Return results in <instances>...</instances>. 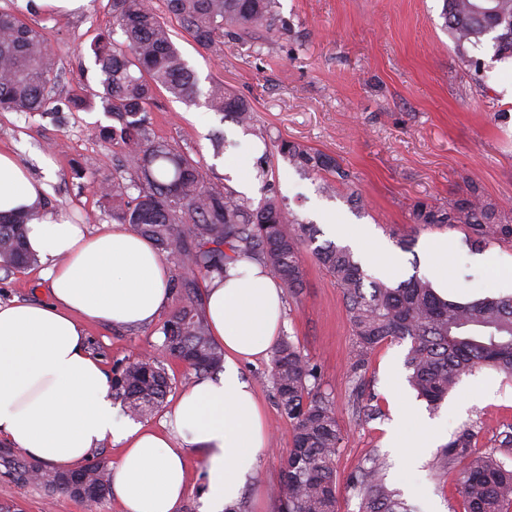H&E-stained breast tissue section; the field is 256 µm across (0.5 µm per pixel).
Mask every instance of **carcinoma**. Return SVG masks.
Returning <instances> with one entry per match:
<instances>
[{"label": "carcinoma", "instance_id": "carcinoma-1", "mask_svg": "<svg viewBox=\"0 0 512 512\" xmlns=\"http://www.w3.org/2000/svg\"><path fill=\"white\" fill-rule=\"evenodd\" d=\"M166 11L201 46L223 50L224 38L256 30L286 31L278 19L277 0H164ZM444 29L461 58L479 75L480 61L469 55L492 37L494 56L512 59V0H443ZM110 35L93 47L99 66V108L112 118L104 139L124 149L126 177L117 172L93 182L100 202L115 224H127L173 258L181 274L174 287L181 301L162 327L168 355L198 375L222 368L223 349L211 338L198 278L224 275L226 265L247 257L269 267L293 297L304 285L303 251L312 254L342 293L357 359L352 373L365 366V354L385 341H409L405 366L408 382L420 399L436 408L459 378L479 367L512 377V294L485 292L463 301H443L432 282L413 274L397 284L366 273L347 246L326 241L315 245L319 230L286 211L273 196L258 204L207 182L189 153L151 136L152 105L158 91L193 102L199 95L195 73L188 67L163 18L150 0H112ZM56 61L42 33L17 15L0 11V109L46 113L53 103ZM207 105L245 129L254 126L253 110L242 97L212 83ZM277 153L297 168L322 180L326 193L351 189L350 176L336 159L303 143L282 140ZM28 217L0 216V270L22 272L37 263L26 247ZM416 227L464 224L473 245L512 238V210L498 208L471 185L446 206L415 202L409 213ZM316 371L301 349L283 340L273 348L269 380L280 409L293 420L291 448L282 458V481L273 497L278 512H338L340 493L335 457L342 440L333 407L312 392ZM172 388L162 361L144 353L128 362L112 380V395L134 419L159 409ZM474 434L457 431L440 449L437 466L459 468V493L465 512H512V470L496 458L475 453ZM0 464L22 481L38 476L45 492L69 494L98 505L111 492L108 463L82 474L75 486L65 472L42 466L33 471L29 459L13 448ZM346 489L360 498L359 512H411L400 493L385 483L383 463L370 459L348 478Z\"/></svg>", "mask_w": 512, "mask_h": 512}]
</instances>
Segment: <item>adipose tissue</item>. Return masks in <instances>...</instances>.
Masks as SVG:
<instances>
[{
    "instance_id": "ef3b65f1",
    "label": "adipose tissue",
    "mask_w": 512,
    "mask_h": 512,
    "mask_svg": "<svg viewBox=\"0 0 512 512\" xmlns=\"http://www.w3.org/2000/svg\"><path fill=\"white\" fill-rule=\"evenodd\" d=\"M45 190L0 149V215L28 216L27 245L47 291L40 303H0V440L58 470L78 469L101 443L118 441L112 490L121 512H177L194 456L204 479L200 512H225L267 443L263 409L241 366L267 357L279 336V279L248 258L207 279L205 316L224 349L222 370L179 397L166 430L122 424L108 375L84 345V325L152 324L171 301V269L129 226L93 233L43 208Z\"/></svg>"
}]
</instances>
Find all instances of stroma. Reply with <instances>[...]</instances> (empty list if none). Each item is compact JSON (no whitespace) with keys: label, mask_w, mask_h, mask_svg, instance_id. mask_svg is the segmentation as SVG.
I'll return each instance as SVG.
<instances>
[{"label":"stroma","mask_w":512,"mask_h":512,"mask_svg":"<svg viewBox=\"0 0 512 512\" xmlns=\"http://www.w3.org/2000/svg\"><path fill=\"white\" fill-rule=\"evenodd\" d=\"M289 35L256 32L225 40L222 54L202 48L173 16L165 21L200 89L211 83L245 98L256 116L249 132L205 105H189L160 93L151 112L155 140L188 151L208 182L243 192L245 199L277 197L300 220L316 225L322 240H334L333 223L351 225L355 235L371 233L385 248L378 256L362 250L369 275L395 282L415 271L413 252L401 241L445 237L448 279L456 295L469 297L500 290L498 265H512V241H495L486 253L496 266L476 262L465 228L421 227L409 222L414 202L447 204L476 184L485 199L512 209V62L497 59L491 46L477 51L485 81H475L443 27V0H278ZM0 10L17 14L40 29L56 59L60 81L55 112L25 115L0 110V149L16 154L37 179L47 181V206L66 211L72 222L94 230L111 223L90 182L111 175L124 152L100 131L111 120L92 108L100 91L91 42L112 30L110 0H91L79 15H34L20 0H0ZM86 102L74 109L72 100ZM266 146H258L259 138ZM302 142L336 158L354 178L360 204L346 194L328 195L315 176L301 174L275 146ZM267 158L266 181L254 178V165ZM305 286L285 299L281 339L293 342L317 372L315 390L334 407L342 442L336 455L339 481L369 456L387 464L386 481L401 490L417 512H465L457 490V471L440 472L437 454L464 427L474 433L476 452L512 468V378L489 368L463 375L445 402L429 411L407 381V343L385 342L367 355L361 377L351 373L354 338L335 279L304 253ZM45 288L35 268L0 272V302L42 301ZM163 318L146 327L88 323L89 351L107 371L140 353L162 358L174 381L167 402L195 381L194 371L166 356ZM266 359L241 367L264 409L269 442L258 454L255 477L237 502L241 512H275L271 490L281 481V459L290 448L293 423L281 411L269 381ZM434 426L437 438L412 451L398 447L393 430L399 417L395 399ZM372 401L379 417H359L356 406ZM0 503L16 512H119L117 498L98 507L58 492L45 495L8 476L0 466Z\"/></svg>","instance_id":"35a3bbf8"}]
</instances>
